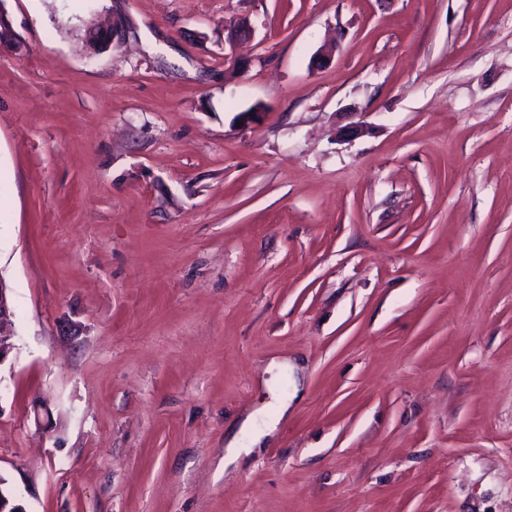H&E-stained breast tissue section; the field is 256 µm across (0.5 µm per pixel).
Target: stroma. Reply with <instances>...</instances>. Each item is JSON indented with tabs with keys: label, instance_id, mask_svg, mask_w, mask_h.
I'll list each match as a JSON object with an SVG mask.
<instances>
[{
	"label": "stroma",
	"instance_id": "35a3bbf8",
	"mask_svg": "<svg viewBox=\"0 0 512 512\" xmlns=\"http://www.w3.org/2000/svg\"><path fill=\"white\" fill-rule=\"evenodd\" d=\"M5 10L0 473L27 512H512V0ZM12 288L0 276V366L3 365L15 349L11 334L14 309L11 299ZM276 424H268L265 428L260 429L254 438L250 441L248 447H239L238 444L231 442L228 445L227 454L224 455V465H228L236 461L242 453L249 454L252 448H263L257 447L260 444L262 438L269 436L275 430Z\"/></svg>",
	"mask_w": 512,
	"mask_h": 512
}]
</instances>
